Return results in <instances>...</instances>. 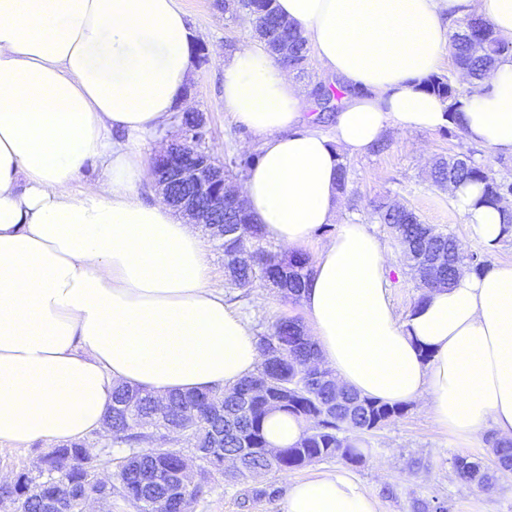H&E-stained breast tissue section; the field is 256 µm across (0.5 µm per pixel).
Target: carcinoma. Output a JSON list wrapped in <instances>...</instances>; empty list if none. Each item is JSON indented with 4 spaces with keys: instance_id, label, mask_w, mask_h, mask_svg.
<instances>
[{
    "instance_id": "1",
    "label": "carcinoma",
    "mask_w": 512,
    "mask_h": 512,
    "mask_svg": "<svg viewBox=\"0 0 512 512\" xmlns=\"http://www.w3.org/2000/svg\"><path fill=\"white\" fill-rule=\"evenodd\" d=\"M237 8L247 15H259V26L273 31V39L264 41L273 53L288 56V66L304 69L308 60V41L302 32L285 20L275 0H238ZM452 38V57L457 68L475 80L483 78L495 61L512 51V42L500 37L493 27L479 17H469ZM424 89L449 102L451 112L462 111L464 95L449 78L431 75ZM437 186L449 183H477L483 186L482 201L501 203L512 197V180L496 176L474 160L462 162L454 157L437 162L430 173ZM372 219L392 228L404 256L424 287L451 285L459 268L466 264L473 271L487 267L486 255L472 253L465 257L456 251L452 232L423 223L411 209L385 201L375 203ZM234 223L224 219V259L230 284L248 288L263 279L294 304L300 302L308 277V257L302 253L289 256L263 246L259 225L253 223L246 208L233 214ZM262 362L257 373L233 387L201 393H174L157 398L127 386H119L112 395L107 425L112 429L111 447L105 453L112 462L113 449L118 458L115 479L118 494L131 502L138 512H152L155 502L173 507L177 486L172 477L187 466L194 450L205 451L200 458L199 482L192 494L203 492L205 484L224 475V462L237 463L232 477L244 479L259 471H288L307 464L339 457L352 466L362 464L366 455L354 432L377 430L405 415L408 405L387 404L336 385L331 373L318 363L319 351L305 335L296 318H282L270 331L258 337ZM275 411L300 420L305 430L296 445L269 452L264 434L266 417ZM184 428L183 447L166 448L155 455H136L132 449L153 436V432ZM496 465L512 468V441L489 437ZM84 446L61 445L43 457L44 469H62L66 487L72 492L93 496L99 480L95 470L80 462ZM457 475L481 488L493 483V472L465 457L455 459ZM0 506L7 512H43L41 500L25 497L19 489L0 488Z\"/></svg>"
}]
</instances>
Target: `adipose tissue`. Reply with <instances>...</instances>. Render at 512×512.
<instances>
[{"instance_id":"ef3b65f1","label":"adipose tissue","mask_w":512,"mask_h":512,"mask_svg":"<svg viewBox=\"0 0 512 512\" xmlns=\"http://www.w3.org/2000/svg\"><path fill=\"white\" fill-rule=\"evenodd\" d=\"M346 96L332 133L307 115L287 65L244 44L220 59L224 110L260 138L237 189L268 239L314 246L301 304L337 384L389 404L418 402L459 438L512 441V263L461 270L405 318L380 240L338 218L342 153L388 128L458 123L512 155V54L451 115L422 82L473 12L512 39V0H277ZM191 32L177 0H0V445L69 444L104 431L125 384L162 398L256 373L258 339L212 288L196 225L147 201L141 145L187 107ZM101 176L82 189L88 166ZM448 193L487 248L504 205L478 184ZM336 227L326 243L316 229ZM282 512H380L341 471L291 483Z\"/></svg>"}]
</instances>
